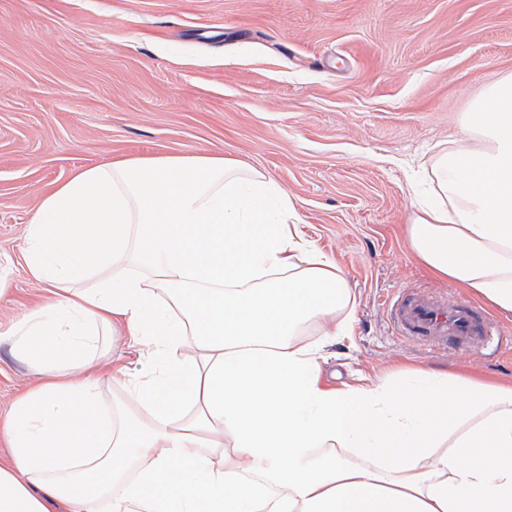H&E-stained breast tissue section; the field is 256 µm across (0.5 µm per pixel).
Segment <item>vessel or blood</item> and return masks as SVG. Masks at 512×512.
<instances>
[{"label": "vessel or blood", "mask_w": 512, "mask_h": 512, "mask_svg": "<svg viewBox=\"0 0 512 512\" xmlns=\"http://www.w3.org/2000/svg\"><path fill=\"white\" fill-rule=\"evenodd\" d=\"M397 336L428 350H469L500 345L501 332L467 301L452 294L422 295L409 289L390 301Z\"/></svg>", "instance_id": "1"}]
</instances>
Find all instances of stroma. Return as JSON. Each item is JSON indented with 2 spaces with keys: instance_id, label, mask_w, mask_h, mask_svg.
<instances>
[{
  "instance_id": "stroma-1",
  "label": "stroma",
  "mask_w": 512,
  "mask_h": 512,
  "mask_svg": "<svg viewBox=\"0 0 512 512\" xmlns=\"http://www.w3.org/2000/svg\"><path fill=\"white\" fill-rule=\"evenodd\" d=\"M512 77V0H0V325L42 300L24 259L40 193L108 160L221 156L293 200L355 295L334 386L417 367L512 382V356L432 353L385 299L447 291L406 239L422 167ZM0 346V422L37 383Z\"/></svg>"
}]
</instances>
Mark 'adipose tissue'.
I'll return each instance as SVG.
<instances>
[{"instance_id":"obj_1","label":"adipose tissue","mask_w":512,"mask_h":512,"mask_svg":"<svg viewBox=\"0 0 512 512\" xmlns=\"http://www.w3.org/2000/svg\"><path fill=\"white\" fill-rule=\"evenodd\" d=\"M462 126L426 165L409 244L512 312V80ZM25 238L50 297L0 329L42 375L0 425V512H512V384L420 368L325 384L355 298L265 173L207 155L106 161L44 193ZM312 323L320 339L301 341ZM111 330L145 363L123 416L101 404L103 372L71 374Z\"/></svg>"}]
</instances>
